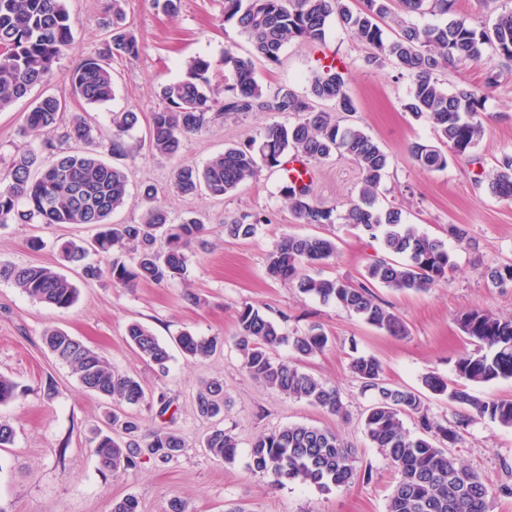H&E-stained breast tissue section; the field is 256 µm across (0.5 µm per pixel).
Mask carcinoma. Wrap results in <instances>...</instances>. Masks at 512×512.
Here are the masks:
<instances>
[{
  "label": "carcinoma",
  "mask_w": 512,
  "mask_h": 512,
  "mask_svg": "<svg viewBox=\"0 0 512 512\" xmlns=\"http://www.w3.org/2000/svg\"><path fill=\"white\" fill-rule=\"evenodd\" d=\"M125 0H106L105 26L111 40L96 56L85 59L66 74L73 91L89 104L109 100L113 93L109 60L135 56L139 47L127 29ZM392 0H364L358 11L347 0H224V20L235 21L247 36L245 55L224 52V70L233 83L224 88L219 111L224 115L248 112L293 114L285 124H268L257 139L233 145L207 162L176 169L173 189L181 195L203 192L218 198L255 179L267 168H284L293 154L310 164L335 155L353 159L363 173L358 194L341 216L311 197V183L282 182L281 194L300 224H334L336 219L381 242L384 256L365 266L363 281L353 284L343 278L314 277L308 268L337 256L336 243L321 236L288 235L266 256L265 274L289 281L303 293L323 302H334L365 323L394 336L405 325L373 295L380 286L394 290L426 291L455 267L448 245L408 224L402 210L379 205V189L389 165L388 154L363 130L344 125L317 103L331 104L338 112H354L356 101L345 77V64L329 65L311 80L308 94L288 88L271 91L257 77L256 63H280L283 47L300 40L309 44L325 40L327 23L336 18L362 43L375 50L374 58L387 59L413 78L404 109L427 120L436 140L450 153L415 143L410 153L423 170L447 168L448 157H468L483 133L481 120L486 95L479 89H445L436 72L481 63L489 53L512 61V10L497 14L489 25L477 27L465 18L445 24L418 26L392 12ZM455 0H402L404 11L427 9L442 14ZM397 27L395 37L386 36L382 22ZM73 42L70 18L64 0H0V110L27 96L37 85L54 76L53 66ZM210 62L191 61L184 79L162 87L165 106L148 120L149 145L153 152L178 157L187 135L210 121ZM61 101L52 95L36 99L27 113L29 129L54 131L60 123ZM139 123L136 112L112 113V139L108 150L124 153V136ZM91 139L84 115L75 113L63 129L58 144L48 143L51 153L43 158L33 149L19 152L8 172L0 177V226L6 224H93L98 227L88 242L65 240L58 244L61 259L80 263L86 278L108 276L118 286L137 283L164 285L185 278L186 249L204 231L196 219L175 221L160 207L146 209L139 222L113 224L110 217L120 210L128 195L126 171L96 154L67 146L71 141ZM491 193L512 201V156L506 155L488 175ZM263 219L246 216L224 220V234L231 238L255 236ZM107 259L106 266L87 261L89 254ZM483 276L491 284L512 285V261L489 265ZM0 280L28 297L57 308H69L78 299L76 285L62 273L46 266L0 262ZM462 331L477 349L456 360L457 376L471 384L512 379V317L473 309L460 317ZM130 344L159 369L167 368L170 353L146 326L132 323L127 329ZM47 348L66 363L89 392L120 404L138 405L146 400L141 383L121 375L112 364L77 338L56 328L43 333ZM176 343L185 357L200 360L218 347L215 338H200L183 331ZM329 337L313 324L291 335L259 309L244 305L238 313L234 348L247 373L290 398L304 400L331 414H344L341 393L292 363L278 360L272 349L287 344L297 360L314 356L328 346ZM350 371L372 403L363 417L364 432L395 466L399 480L390 496L388 512H488L493 489L479 472L461 463L449 448L477 419H490L512 427V400L481 399L467 388L438 374L422 378L423 387L445 396L457 407L455 419H437L429 413L426 395L417 389L397 388L384 378L379 359L362 355L352 359ZM23 391L12 379L0 375V405L16 400ZM198 414L215 418L224 411V382L201 383L195 398ZM416 419V431L404 425L403 417ZM116 436L95 435L93 453L101 468L113 474L127 473L137 460L147 456L168 464L185 448L180 434L167 427L143 431L130 414L109 416ZM202 446L216 460H234L238 442L222 428L209 431ZM251 468L283 481L314 484L320 488L343 486L357 476L352 449L333 432L304 424H292L257 437L251 444Z\"/></svg>",
  "instance_id": "1"
}]
</instances>
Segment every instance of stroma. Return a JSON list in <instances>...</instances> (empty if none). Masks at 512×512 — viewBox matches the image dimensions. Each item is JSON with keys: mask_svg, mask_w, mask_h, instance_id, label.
Masks as SVG:
<instances>
[{"mask_svg": "<svg viewBox=\"0 0 512 512\" xmlns=\"http://www.w3.org/2000/svg\"><path fill=\"white\" fill-rule=\"evenodd\" d=\"M73 43L55 65V78L34 87L29 96L0 111V171L6 170L20 150H42L57 132L28 131L25 116L34 98L52 94L65 100L71 112L84 113L92 127L88 148L102 152L112 137V115L133 111L138 126L125 136L124 155L108 161L125 169L129 195L115 212V223L139 221L147 207L142 184L158 189L157 205L175 219L196 217L208 231L189 255L185 280L133 288L113 286L109 278L83 281L80 269L62 262L57 240H91V224H8L0 227V262L42 265L67 276L78 288V301L60 309L32 300L7 282H0V373L12 377L23 391L0 406V417L15 431L13 445L0 448V512H111L115 501L132 495L140 512H162L167 500L181 498L187 512H387L388 499L399 475L389 459L366 439L361 424L371 403L349 372L353 352L377 357L386 380L396 386L420 388L424 375L435 373L456 379L459 355L473 351L474 342L462 331L459 318L475 308L512 316V288H497L483 277L485 267L512 261V202L493 197L488 173L504 155H512V63L475 64L458 71H443L439 80L447 90L482 87L488 69L498 75L489 90L482 121L485 132L468 158L449 160L446 169L425 171L411 159L412 143L434 144L430 124L405 112L413 79L391 62L372 60L368 49L338 20H330L324 44L294 41L281 52L275 66L259 65L258 77L270 88L288 87L306 94L311 78L330 54L348 66L349 88L357 110L344 123L360 127L387 152L389 166L380 187V201L402 209L407 223L429 236L446 240L455 267L446 280L426 292H397L376 288L385 307L399 316L407 332L392 336L350 315L336 303H324L302 294L294 284L265 274V258L281 237L289 234L335 239L337 258L311 268L314 276L340 277L360 282L366 264L379 253V243L342 223L330 226L297 223L280 193L281 172L262 169L259 176L221 198L181 196L170 184L176 165L203 166L226 146L258 137L266 124L285 122L275 112L219 116L201 130L187 135L177 159L148 150V118L162 107L163 83L185 77L190 61H210V91L215 101L224 98V52L245 53L246 37L235 22L224 18V0H180L176 15H166L154 0H127L125 10L136 36L138 55L112 60L113 97L89 104L73 96L66 73L83 59L96 55L106 38L103 0H65ZM362 174L350 158L336 156L312 167L316 200L345 210L355 197ZM266 215L253 238L235 240L224 234L228 218ZM464 226L465 241L449 238L448 227ZM41 237L40 250L29 249L31 237ZM197 303L185 301V294ZM251 304L280 321L288 333L320 324L331 341L322 352L302 363L303 371L340 389L345 415H333L305 401L291 399L251 379L242 367L231 338L237 312ZM147 326L171 355L166 370L146 362L130 346V323ZM59 328L105 356L114 369L138 379L149 400L136 406L145 427L177 430L186 447L175 461L162 464L140 459L129 473L113 475L100 469L89 443L92 432L105 428V411L112 404L79 383L69 366L44 345L45 329ZM216 336L224 348L214 356L190 362L175 343L182 331ZM224 382V415L217 421L200 417L194 397L200 383ZM56 389L44 399L46 383ZM166 396L171 416L158 417L152 398ZM294 423L328 429L355 449L358 479L327 490L287 482L273 484L268 475L249 465L250 446L261 434ZM234 434L239 441L231 463L213 460L200 441L213 427ZM464 464L479 471L497 493L490 512H512V428L484 419L473 423L452 450Z\"/></svg>", "mask_w": 512, "mask_h": 512, "instance_id": "35a3bbf8", "label": "stroma"}]
</instances>
